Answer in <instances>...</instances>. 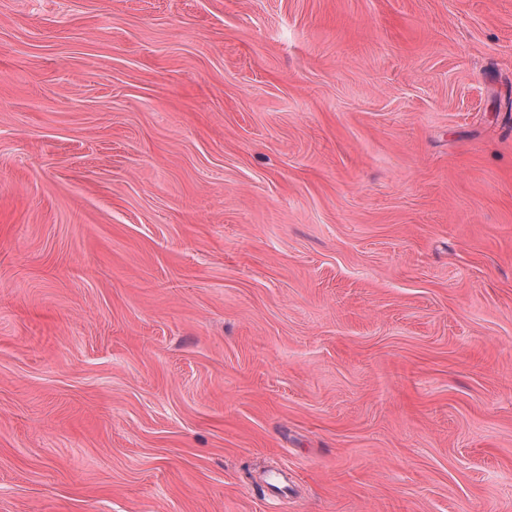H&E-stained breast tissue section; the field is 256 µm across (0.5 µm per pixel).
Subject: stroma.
I'll return each mask as SVG.
<instances>
[{"mask_svg":"<svg viewBox=\"0 0 512 512\" xmlns=\"http://www.w3.org/2000/svg\"><path fill=\"white\" fill-rule=\"evenodd\" d=\"M0 512H512V0H0Z\"/></svg>","mask_w":512,"mask_h":512,"instance_id":"obj_1","label":"stroma"}]
</instances>
